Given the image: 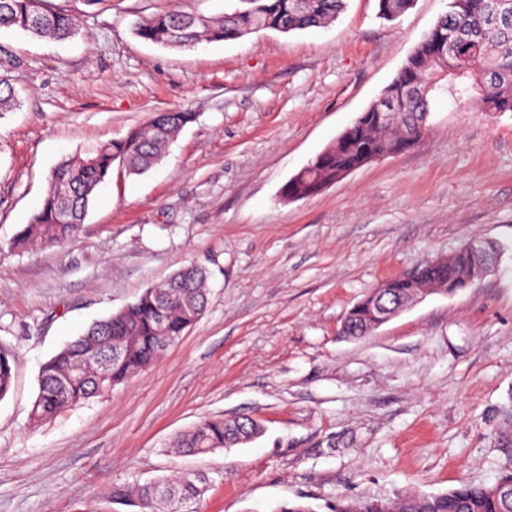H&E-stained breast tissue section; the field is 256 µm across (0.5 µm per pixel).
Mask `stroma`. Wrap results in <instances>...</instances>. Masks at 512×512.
Wrapping results in <instances>:
<instances>
[{
	"mask_svg": "<svg viewBox=\"0 0 512 512\" xmlns=\"http://www.w3.org/2000/svg\"><path fill=\"white\" fill-rule=\"evenodd\" d=\"M448 2L414 0L388 21L378 0H347L324 27L181 50L141 39L136 22L221 15L238 0H50L76 17L74 39L0 32L18 100L0 115V343L15 354L0 398V512H133L109 502L113 485L185 470L209 479L196 512L294 501L330 512L340 498L440 494L512 468V113L440 101L412 149L281 198ZM186 108L197 118L163 162L113 175L76 237L14 248L64 158ZM474 238L500 248L474 287L342 336L372 289ZM189 264L210 291L186 335L127 383L34 424L42 365ZM214 416L260 420L264 433L172 451Z\"/></svg>",
	"mask_w": 512,
	"mask_h": 512,
	"instance_id": "obj_1",
	"label": "stroma"
}]
</instances>
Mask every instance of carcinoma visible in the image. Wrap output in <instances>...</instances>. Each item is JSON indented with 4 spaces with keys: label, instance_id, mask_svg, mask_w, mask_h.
Here are the masks:
<instances>
[{
    "label": "carcinoma",
    "instance_id": "carcinoma-1",
    "mask_svg": "<svg viewBox=\"0 0 512 512\" xmlns=\"http://www.w3.org/2000/svg\"><path fill=\"white\" fill-rule=\"evenodd\" d=\"M245 7L222 17L168 11L138 24L136 34L154 44L174 48L202 41L236 40L257 27L300 31L335 20L346 0H240ZM410 6L409 0H379V14L392 21ZM0 30L20 31L33 39L67 40L78 28L72 15L47 0H0ZM384 94L393 108L377 111L349 126L332 144L293 175L281 198L298 201L321 193L352 171L415 146L432 128L435 101L448 98L456 108L474 102L486 112H512V0H450L442 15L423 36ZM17 104L7 75L0 73V112ZM196 113L154 112L124 136L75 154L48 177L40 209L14 239L25 249L62 244L84 224L98 189L112 179L113 170L141 175L165 157L170 143ZM496 247L479 239L463 243L441 265L426 264L397 277L391 286L399 294L412 291L416 278L455 295L473 287L478 271L488 269ZM208 276L190 265L166 282L151 286L133 303L90 325L64 345L43 366L31 409L36 423L49 421L65 409L99 395L155 364L202 316L207 306ZM354 336L378 328L373 293L352 308ZM15 359L0 344V398L10 391ZM261 424L240 426L234 420L205 418L174 440L184 454H204L256 438ZM512 485V469L491 485L461 483L437 495L406 493L394 501L342 500L333 512H512V496L501 488ZM204 493L196 474H174L134 488L114 486V504L135 506L139 512H182Z\"/></svg>",
    "mask_w": 512,
    "mask_h": 512
}]
</instances>
